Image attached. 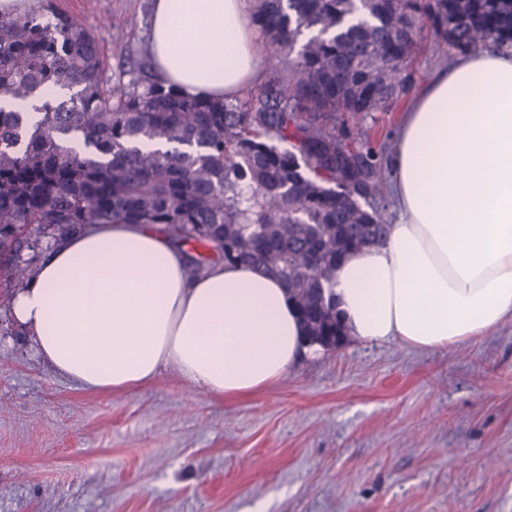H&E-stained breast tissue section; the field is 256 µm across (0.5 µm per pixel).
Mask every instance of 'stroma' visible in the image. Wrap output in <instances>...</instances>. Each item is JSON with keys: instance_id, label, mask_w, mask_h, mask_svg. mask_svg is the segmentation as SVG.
Returning a JSON list of instances; mask_svg holds the SVG:
<instances>
[{"instance_id": "35a3bbf8", "label": "stroma", "mask_w": 512, "mask_h": 512, "mask_svg": "<svg viewBox=\"0 0 512 512\" xmlns=\"http://www.w3.org/2000/svg\"><path fill=\"white\" fill-rule=\"evenodd\" d=\"M105 76L144 59L151 0H54ZM404 101L365 125L388 161ZM0 288V512H512V320L419 352L345 342L270 389L172 367L89 394L38 358Z\"/></svg>"}]
</instances>
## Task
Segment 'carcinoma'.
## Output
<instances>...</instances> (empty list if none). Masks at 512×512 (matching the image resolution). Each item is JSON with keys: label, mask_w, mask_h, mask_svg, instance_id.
<instances>
[{"label": "carcinoma", "mask_w": 512, "mask_h": 512, "mask_svg": "<svg viewBox=\"0 0 512 512\" xmlns=\"http://www.w3.org/2000/svg\"><path fill=\"white\" fill-rule=\"evenodd\" d=\"M253 14L275 61L230 100L185 98L145 66L107 87L95 33L52 0L0 14V98L36 112L0 104L1 288L30 278L23 251L44 239L161 224L193 271L248 263L286 285L306 336L342 332L336 263L390 227L367 115L410 92L427 24L441 58L512 48V0H253Z\"/></svg>", "instance_id": "carcinoma-1"}]
</instances>
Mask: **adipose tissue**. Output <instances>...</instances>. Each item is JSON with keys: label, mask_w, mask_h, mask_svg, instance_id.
Here are the masks:
<instances>
[{"label": "adipose tissue", "mask_w": 512, "mask_h": 512, "mask_svg": "<svg viewBox=\"0 0 512 512\" xmlns=\"http://www.w3.org/2000/svg\"><path fill=\"white\" fill-rule=\"evenodd\" d=\"M143 52L191 98L232 99L265 57L250 0H152ZM387 237L347 253L332 296L348 339L428 351L512 319V49L456 57L414 93L387 172ZM40 359L90 393L175 367L220 398L255 395L323 349L283 283L248 264L193 272L155 224H91L12 298Z\"/></svg>", "instance_id": "adipose-tissue-1"}]
</instances>
